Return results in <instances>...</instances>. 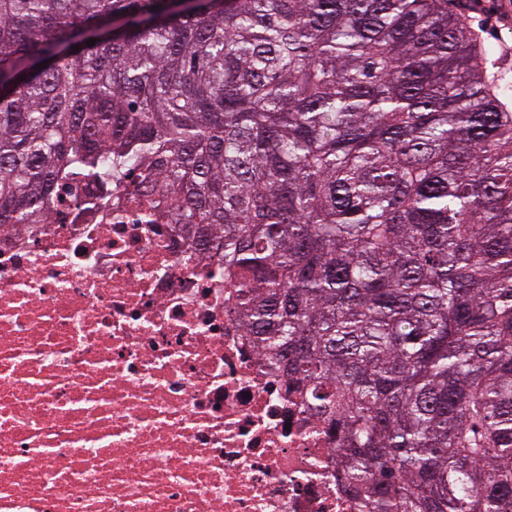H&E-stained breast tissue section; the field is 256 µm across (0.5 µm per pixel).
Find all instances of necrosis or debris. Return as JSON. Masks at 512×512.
<instances>
[{
  "instance_id": "necrosis-or-debris-1",
  "label": "necrosis or debris",
  "mask_w": 512,
  "mask_h": 512,
  "mask_svg": "<svg viewBox=\"0 0 512 512\" xmlns=\"http://www.w3.org/2000/svg\"><path fill=\"white\" fill-rule=\"evenodd\" d=\"M214 252L82 172L0 228V512H360Z\"/></svg>"
}]
</instances>
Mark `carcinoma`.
<instances>
[{"mask_svg":"<svg viewBox=\"0 0 512 512\" xmlns=\"http://www.w3.org/2000/svg\"><path fill=\"white\" fill-rule=\"evenodd\" d=\"M486 55L448 0H0V226L75 170L138 172L224 255L363 512H512V108Z\"/></svg>","mask_w":512,"mask_h":512,"instance_id":"1","label":"carcinoma"}]
</instances>
